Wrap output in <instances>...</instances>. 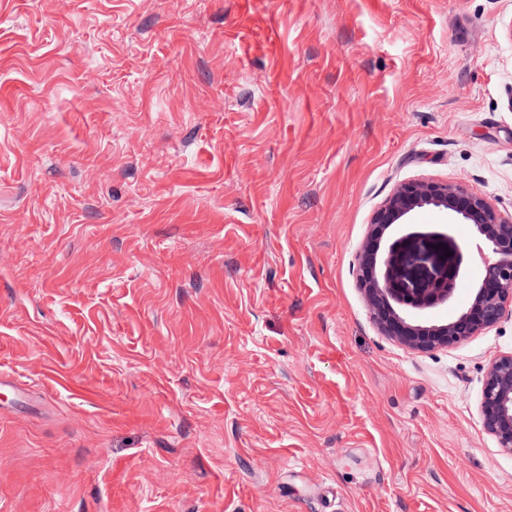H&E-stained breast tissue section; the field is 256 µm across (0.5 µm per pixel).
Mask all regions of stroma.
I'll return each mask as SVG.
<instances>
[{
    "instance_id": "1",
    "label": "stroma",
    "mask_w": 512,
    "mask_h": 512,
    "mask_svg": "<svg viewBox=\"0 0 512 512\" xmlns=\"http://www.w3.org/2000/svg\"><path fill=\"white\" fill-rule=\"evenodd\" d=\"M418 179L512 216V0H0V512H512V314L358 286ZM481 418L483 429L503 451L512 454V354L494 359L485 376Z\"/></svg>"
}]
</instances>
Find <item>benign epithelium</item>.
Wrapping results in <instances>:
<instances>
[{
    "instance_id": "7a95c632",
    "label": "benign epithelium",
    "mask_w": 512,
    "mask_h": 512,
    "mask_svg": "<svg viewBox=\"0 0 512 512\" xmlns=\"http://www.w3.org/2000/svg\"><path fill=\"white\" fill-rule=\"evenodd\" d=\"M425 208L471 225L483 266L467 306L445 321L426 318L423 312L448 304L459 283L464 253L453 238L445 232H413L381 250L392 226L407 223ZM356 266L359 288L381 333L412 351L448 348L494 326L512 307V220L461 184L404 182L373 213ZM480 412L485 432L512 454V354L491 362Z\"/></svg>"
}]
</instances>
